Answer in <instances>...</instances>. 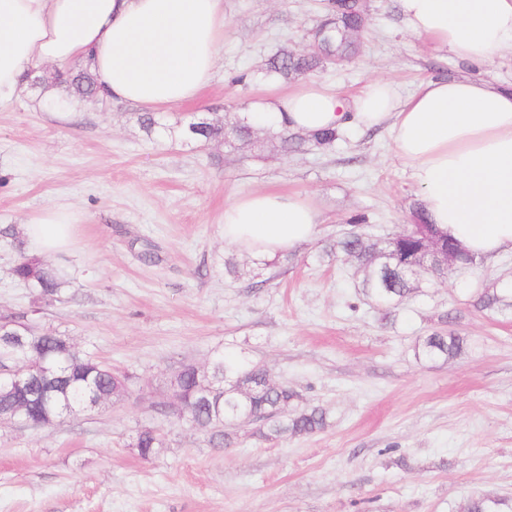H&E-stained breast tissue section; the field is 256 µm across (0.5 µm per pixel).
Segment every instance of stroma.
<instances>
[{"instance_id":"stroma-1","label":"stroma","mask_w":512,"mask_h":512,"mask_svg":"<svg viewBox=\"0 0 512 512\" xmlns=\"http://www.w3.org/2000/svg\"><path fill=\"white\" fill-rule=\"evenodd\" d=\"M325 4L224 0L211 81L194 103L155 111L151 134L131 103L49 112L24 82L0 104V231H16L0 234V316L25 314L127 378L120 399L53 427L0 421V512H462L478 494L512 500V314L473 305L512 282V252L420 279L384 320L358 265L324 249L359 215L379 237L412 223L419 193L386 131L349 128L333 149L286 155L261 131L234 148L180 133L215 113L234 123L253 98L285 91L259 71L280 47L307 49ZM366 12L360 55L311 81L349 94L383 77L403 97L433 77L512 83L511 47L468 65L406 30L397 0H366ZM243 71L254 79L233 83ZM256 190L308 197L319 234L270 260L226 245L225 204ZM47 207L78 217L71 248L42 257L70 278L49 305L10 275ZM436 330L464 336L463 352L417 358ZM219 352L294 386L299 406L326 410V428L274 441L241 428L214 448L207 430L154 412L181 364ZM144 426L165 436L149 460L133 446Z\"/></svg>"}]
</instances>
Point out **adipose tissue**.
I'll list each match as a JSON object with an SVG mask.
<instances>
[{"label": "adipose tissue", "instance_id": "ef3b65f1", "mask_svg": "<svg viewBox=\"0 0 512 512\" xmlns=\"http://www.w3.org/2000/svg\"><path fill=\"white\" fill-rule=\"evenodd\" d=\"M409 31L460 61L482 65L512 43V0H399ZM224 0H0V101L23 72L48 62L90 68L111 99L154 110L192 103L224 39ZM248 118L314 132L349 125L387 130L411 171L423 210L476 257L512 251V84L432 78L408 97L370 80L344 96L309 83L249 105ZM72 214L32 218L35 251L69 242ZM319 213L297 194L252 191L224 207V241L270 259L312 240Z\"/></svg>", "mask_w": 512, "mask_h": 512}]
</instances>
